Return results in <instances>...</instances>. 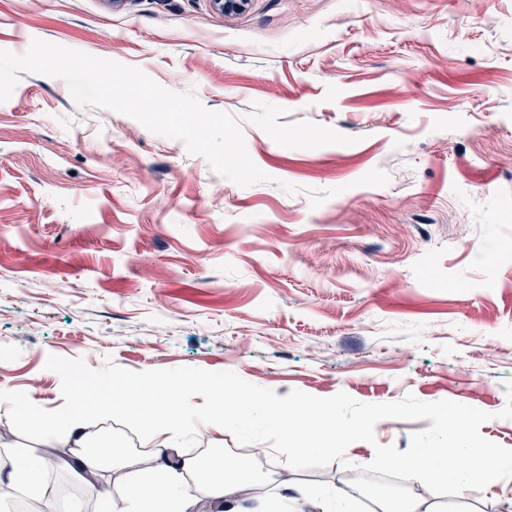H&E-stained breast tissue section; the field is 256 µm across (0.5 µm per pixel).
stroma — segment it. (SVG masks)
I'll use <instances>...</instances> for the list:
<instances>
[{"mask_svg": "<svg viewBox=\"0 0 512 512\" xmlns=\"http://www.w3.org/2000/svg\"><path fill=\"white\" fill-rule=\"evenodd\" d=\"M39 39L135 67L235 117L269 179L242 187L177 140L98 106L66 81L22 74L0 102V391L63 405L55 355L141 372L231 371L286 396L414 394L492 413L512 448V0H0V50ZM383 170V186L359 180ZM299 186L289 194L285 184ZM333 190L319 207L309 190ZM0 404V461L53 458ZM84 431L135 454L154 424L88 416ZM176 453L232 455L252 496L319 512L343 463L297 471L226 430ZM474 460L458 498L438 477L407 486L432 512H512ZM101 512L83 486L56 496L0 482V512Z\"/></svg>", "mask_w": 512, "mask_h": 512, "instance_id": "stroma-1", "label": "stroma"}]
</instances>
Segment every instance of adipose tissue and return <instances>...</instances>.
<instances>
[{"label": "adipose tissue", "mask_w": 512, "mask_h": 512, "mask_svg": "<svg viewBox=\"0 0 512 512\" xmlns=\"http://www.w3.org/2000/svg\"><path fill=\"white\" fill-rule=\"evenodd\" d=\"M195 386L211 396V415L201 414L186 398V390ZM119 389L121 399L103 395L99 401L101 409L130 416L146 415L167 431L193 434L202 429L223 426L228 419L247 429L253 426L254 411L259 408L263 411L265 424L279 435L284 444L298 449L300 456L312 458L336 447L330 409L308 407L304 402L274 395L258 396L239 380L205 379L195 384L189 380L176 383L160 376L148 383L125 381ZM462 425V414L450 413L447 447L420 449L418 453L402 459L401 467L416 479L441 475L453 484L457 496L462 498L467 493V486L460 476L466 463L478 455L484 461L486 486L504 495L512 494V485L503 481L504 475L512 472V450L461 447ZM112 458L129 469L133 477L121 512H185L193 499L192 487L181 480L185 472L196 477L209 499L228 504L229 512H256L250 495L256 475L248 468L238 466L229 469L220 459L208 467L194 458L173 464L160 454L153 466L144 470L138 459L128 452L113 453Z\"/></svg>", "instance_id": "1"}]
</instances>
